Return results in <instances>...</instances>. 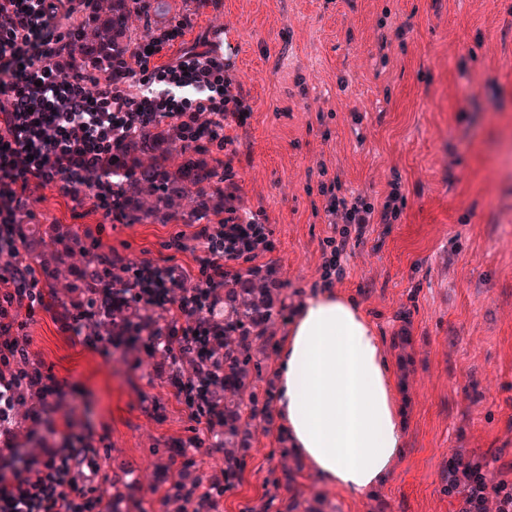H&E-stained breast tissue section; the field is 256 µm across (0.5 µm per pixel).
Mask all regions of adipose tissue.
Wrapping results in <instances>:
<instances>
[{
	"instance_id": "obj_1",
	"label": "adipose tissue",
	"mask_w": 512,
	"mask_h": 512,
	"mask_svg": "<svg viewBox=\"0 0 512 512\" xmlns=\"http://www.w3.org/2000/svg\"><path fill=\"white\" fill-rule=\"evenodd\" d=\"M274 373L280 428L321 484L354 499L389 483L406 450L399 389L383 336L352 298L305 296Z\"/></svg>"
}]
</instances>
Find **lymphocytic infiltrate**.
<instances>
[{"mask_svg":"<svg viewBox=\"0 0 512 512\" xmlns=\"http://www.w3.org/2000/svg\"><path fill=\"white\" fill-rule=\"evenodd\" d=\"M91 0H0V512H113L99 489L102 466L90 454L105 436L84 423L82 403L66 398L47 366L36 331L51 319L71 343L103 355L120 351L132 362H152L151 345L130 340L149 312H172L171 333L209 337L222 322L188 309L189 289L224 298V257L204 253L186 270L176 256L132 259L105 239L106 227L126 223V172L113 158L121 139L172 125L190 145L224 143V120L244 122L250 110L232 91L229 65L208 36L167 62L156 56L184 36L143 37L118 50L104 78L79 61L81 45L67 37ZM135 57L137 71L126 67ZM72 203L81 229L34 223L45 191ZM336 185L323 186L334 235L321 285L334 287L345 269L350 239L399 215V190L382 206L347 201ZM99 217L90 226L84 219ZM140 300L129 303L128 287Z\"/></svg>","mask_w":512,"mask_h":512,"instance_id":"1","label":"lymphocytic infiltrate"}]
</instances>
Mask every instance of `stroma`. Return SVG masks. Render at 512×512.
<instances>
[{
  "label": "stroma",
  "mask_w": 512,
  "mask_h": 512,
  "mask_svg": "<svg viewBox=\"0 0 512 512\" xmlns=\"http://www.w3.org/2000/svg\"><path fill=\"white\" fill-rule=\"evenodd\" d=\"M182 25L185 41L225 38L232 89L251 107L224 129L223 162L272 246L293 301L322 274L333 227L321 188L381 205L392 224L350 241L337 291L381 330L400 385L408 450L382 498L393 512H463L449 495L448 452L494 458L512 480V0H166L138 36ZM173 224H118L114 247L165 256ZM46 362L92 425L136 462L152 505V448L185 436L167 388L121 353L105 357L47 335ZM410 365H403V357ZM167 404V419L146 398ZM241 486L222 512L257 501L274 434L255 433Z\"/></svg>",
  "instance_id": "obj_1"
}]
</instances>
